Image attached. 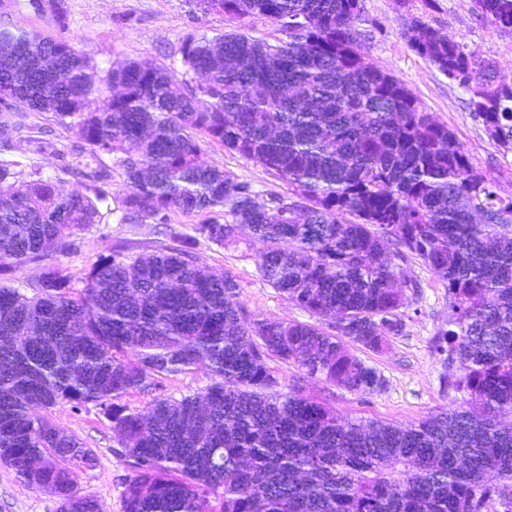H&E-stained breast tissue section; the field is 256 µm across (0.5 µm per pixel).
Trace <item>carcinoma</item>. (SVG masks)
<instances>
[{
  "mask_svg": "<svg viewBox=\"0 0 512 512\" xmlns=\"http://www.w3.org/2000/svg\"><path fill=\"white\" fill-rule=\"evenodd\" d=\"M195 2L268 18L287 39L189 33L181 60L197 79L187 81L136 61L102 76L68 40L0 28L12 103L78 128L93 155L115 158L128 187L115 195L121 223L205 216L198 237L175 235L176 246L115 245L80 288L52 266L23 294L0 285V463L58 497L60 512H99L75 480L93 451L43 415L93 403L133 471L124 512H484L512 502V196L367 61L360 0ZM472 2L512 31V0ZM404 36L470 93V110L512 152V77L411 13ZM106 81L119 87L112 103L88 110ZM204 143L261 166L290 197L202 164ZM76 175L93 195H61L0 160V276L77 250L102 223L112 175ZM199 237L219 248L263 242V280L321 324L250 318L237 277L195 256ZM410 259L448 287V339L437 350L458 364L449 386L468 399L401 427L341 416L304 394L307 378L352 392L383 386L347 344L378 351L403 334L400 263ZM272 359L300 375L280 381ZM199 365L211 384L193 394L156 397L145 414L122 402Z\"/></svg>",
  "mask_w": 512,
  "mask_h": 512,
  "instance_id": "1",
  "label": "carcinoma"
}]
</instances>
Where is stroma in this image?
Here are the masks:
<instances>
[{
	"label": "stroma",
	"mask_w": 512,
	"mask_h": 512,
	"mask_svg": "<svg viewBox=\"0 0 512 512\" xmlns=\"http://www.w3.org/2000/svg\"><path fill=\"white\" fill-rule=\"evenodd\" d=\"M361 5L359 27L370 34L363 46L366 57L403 83L424 111L448 126L501 195L512 196V152H503L488 137L469 109L468 93L450 84L429 60L416 54L404 38L403 28L407 14L422 16L466 50L492 59L502 75L511 77L512 34L497 32L477 17L472 0H361ZM0 25L45 38H65L76 49L90 53L103 72L127 59L180 64V46L189 33L211 37L243 26L257 40L271 42L281 36L278 26L265 17L240 21L222 13L205 14L196 9L193 0H53L41 8L32 0H0ZM79 142L77 130L55 126L47 113L0 106V159L19 161L26 171L51 180L64 194L88 191L73 176V168L103 166L112 174L110 192L122 191L124 176L114 160L77 151ZM200 161L224 169L235 180L250 182L257 191H288L285 182L221 145H203ZM120 241L143 242L152 250L169 244L170 238L157 233L153 224H121L107 214L100 224L82 233L77 252L52 256L51 261L78 285L98 257L110 254L113 244ZM263 248L258 240L224 249L201 241L195 251L211 271L219 274L228 269L237 275L239 300L252 318L313 323V316L262 280L256 259ZM402 268L407 279L418 284L417 291L405 293L404 335L391 338L378 352L357 345L351 348L381 374L384 387L369 393L351 392L317 379L306 384L307 393L325 399L340 415L408 427L430 414L454 409L460 402L459 393L444 384L454 369L447 354L436 350L440 334L448 328V290L419 261L404 262ZM47 415L96 456L93 467L77 473L80 493L96 497L101 512H123V491L131 471L126 459L115 452L116 438L100 408L59 404L48 409ZM59 509L58 497L25 485L12 469L0 464V512Z\"/></svg>",
	"instance_id": "1"
}]
</instances>
